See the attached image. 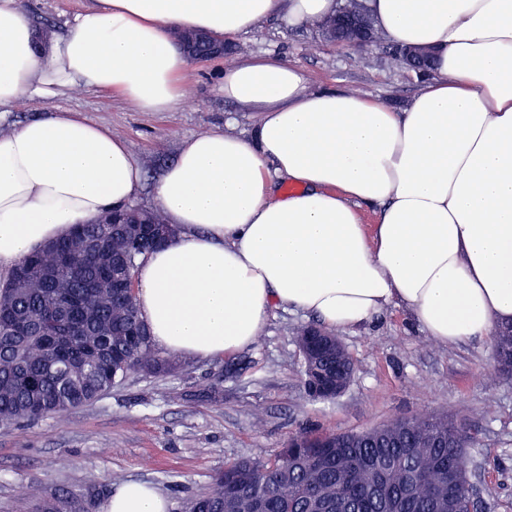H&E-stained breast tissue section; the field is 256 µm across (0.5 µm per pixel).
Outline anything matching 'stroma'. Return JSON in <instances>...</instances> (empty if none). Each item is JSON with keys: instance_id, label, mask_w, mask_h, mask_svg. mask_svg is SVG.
Masks as SVG:
<instances>
[{"instance_id": "stroma-1", "label": "stroma", "mask_w": 512, "mask_h": 512, "mask_svg": "<svg viewBox=\"0 0 512 512\" xmlns=\"http://www.w3.org/2000/svg\"><path fill=\"white\" fill-rule=\"evenodd\" d=\"M92 0H24L35 23L59 31ZM277 55L303 70L313 86L356 87L400 107L420 88L414 72L377 50L356 52L324 40L317 28L261 22L235 38L224 57L191 62L181 81L188 97L175 112H143L116 93L80 87L52 101L24 98L0 107V130L53 110L79 113L125 139L143 171L136 207H153L150 186L176 157L183 138L233 128L249 135L256 116L226 100L225 65L240 57ZM311 317L273 309L249 349L216 359H186L166 375L141 370L94 403L32 424H0V512H35L48 500L77 494L85 512H101L122 481L151 484L168 512L207 493L218 472L242 458H268L302 429L362 431L417 414L465 417L478 428L473 480L497 489L478 512H512V377L494 372L492 339L435 342L404 308L340 332L355 363L336 399L308 401L296 339ZM223 400H197L210 386ZM186 398L171 401L172 389Z\"/></svg>"}]
</instances>
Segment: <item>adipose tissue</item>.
Listing matches in <instances>:
<instances>
[{"instance_id":"adipose-tissue-1","label":"adipose tissue","mask_w":512,"mask_h":512,"mask_svg":"<svg viewBox=\"0 0 512 512\" xmlns=\"http://www.w3.org/2000/svg\"><path fill=\"white\" fill-rule=\"evenodd\" d=\"M378 32L433 53L400 109L355 88H313L272 56L225 67V99L252 137L186 138L151 187L176 239L135 273L154 344L219 358L253 345L272 308L330 330L403 306L455 344L512 322V0H368ZM337 0H95L64 33L0 0V105L64 90L119 92L173 112L190 61L177 30L231 39L277 18L312 24ZM291 192L280 190V183ZM141 167L111 129L59 112L0 133V269L110 211ZM377 209L375 223L362 209ZM103 512H167L153 487L118 486Z\"/></svg>"}]
</instances>
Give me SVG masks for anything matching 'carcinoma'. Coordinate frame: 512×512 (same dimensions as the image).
Here are the masks:
<instances>
[{"mask_svg":"<svg viewBox=\"0 0 512 512\" xmlns=\"http://www.w3.org/2000/svg\"><path fill=\"white\" fill-rule=\"evenodd\" d=\"M183 51L206 52L205 32L179 36ZM135 224L91 222L24 256L0 281V423H33L89 405L132 370L167 374L182 366L154 348L135 288H112V262L124 258L133 281L156 245L133 243L141 224L168 226L143 208ZM304 389L327 400L321 382L354 371L346 351L305 339ZM496 370L512 375V325L492 332ZM479 444L466 420L416 415L362 432L303 431L268 460H241L218 474L188 512H472L468 449Z\"/></svg>","mask_w":512,"mask_h":512,"instance_id":"1","label":"carcinoma"}]
</instances>
